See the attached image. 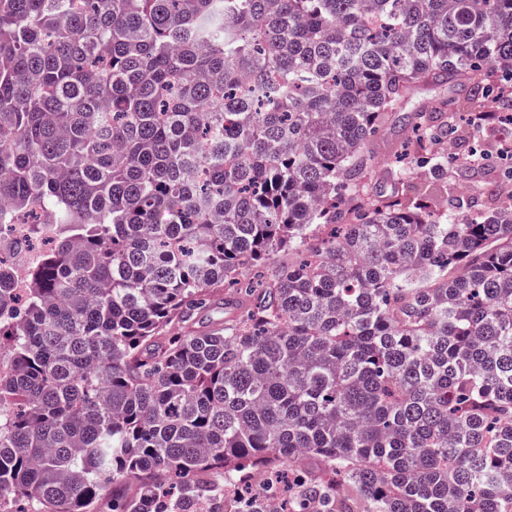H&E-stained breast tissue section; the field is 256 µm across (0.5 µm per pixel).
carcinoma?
I'll use <instances>...</instances> for the list:
<instances>
[{"mask_svg": "<svg viewBox=\"0 0 512 512\" xmlns=\"http://www.w3.org/2000/svg\"><path fill=\"white\" fill-rule=\"evenodd\" d=\"M493 75L512 0H0V225L54 226L0 283V504L224 512L208 473L313 458L278 512H512V206L369 148L467 81L474 147L422 106L383 179L484 159ZM456 93V94H455ZM451 92L448 89V86H434L427 85L420 87L410 101L407 103L406 108L401 113L411 112L415 108L421 106L422 104H442L448 101V97L455 96L458 100L457 104L462 109L464 104L463 96L465 94L464 90H459L457 92ZM224 297V288L212 293L208 298L207 308L198 312L195 327L207 326L224 318Z\"/></svg>", "mask_w": 512, "mask_h": 512, "instance_id": "obj_1", "label": "carcinoma"}]
</instances>
